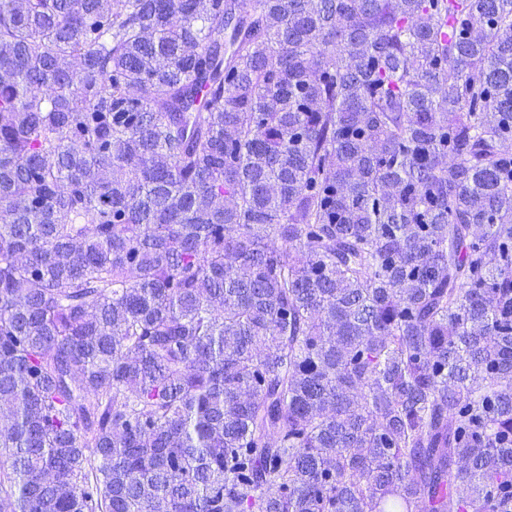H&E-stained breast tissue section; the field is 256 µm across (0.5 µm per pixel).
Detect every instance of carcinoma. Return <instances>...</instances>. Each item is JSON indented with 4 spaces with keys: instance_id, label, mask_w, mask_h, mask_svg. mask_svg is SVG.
<instances>
[{
    "instance_id": "obj_1",
    "label": "carcinoma",
    "mask_w": 512,
    "mask_h": 512,
    "mask_svg": "<svg viewBox=\"0 0 512 512\" xmlns=\"http://www.w3.org/2000/svg\"><path fill=\"white\" fill-rule=\"evenodd\" d=\"M12 512H512V0H0Z\"/></svg>"
}]
</instances>
